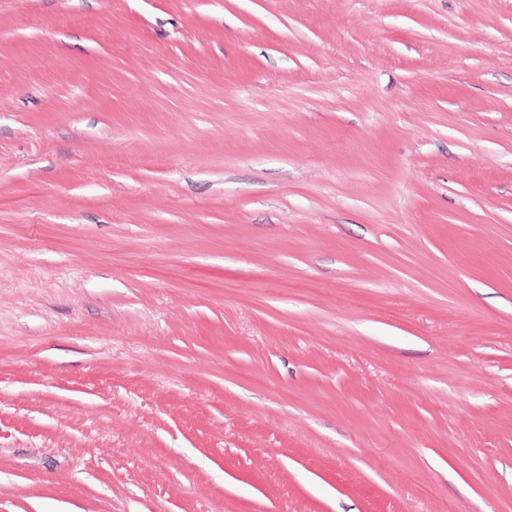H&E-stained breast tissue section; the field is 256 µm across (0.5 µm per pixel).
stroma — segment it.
<instances>
[{
  "label": "stroma",
  "mask_w": 512,
  "mask_h": 512,
  "mask_svg": "<svg viewBox=\"0 0 512 512\" xmlns=\"http://www.w3.org/2000/svg\"><path fill=\"white\" fill-rule=\"evenodd\" d=\"M446 505L512 512V0H0V512Z\"/></svg>",
  "instance_id": "1"
}]
</instances>
